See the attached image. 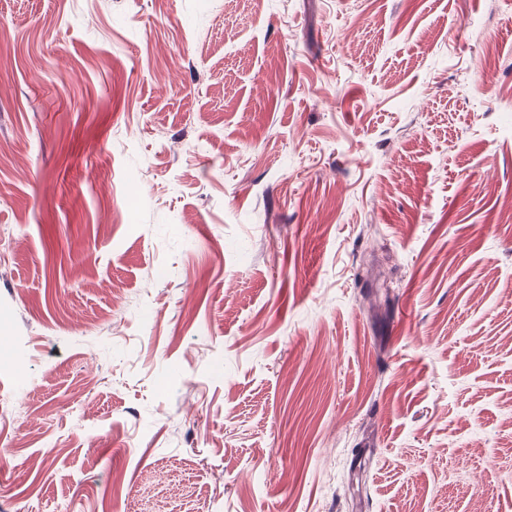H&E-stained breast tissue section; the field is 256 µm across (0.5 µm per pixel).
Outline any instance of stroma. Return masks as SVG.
<instances>
[{
    "mask_svg": "<svg viewBox=\"0 0 512 512\" xmlns=\"http://www.w3.org/2000/svg\"><path fill=\"white\" fill-rule=\"evenodd\" d=\"M512 512V0H0V512Z\"/></svg>",
    "mask_w": 512,
    "mask_h": 512,
    "instance_id": "obj_1",
    "label": "stroma"
}]
</instances>
